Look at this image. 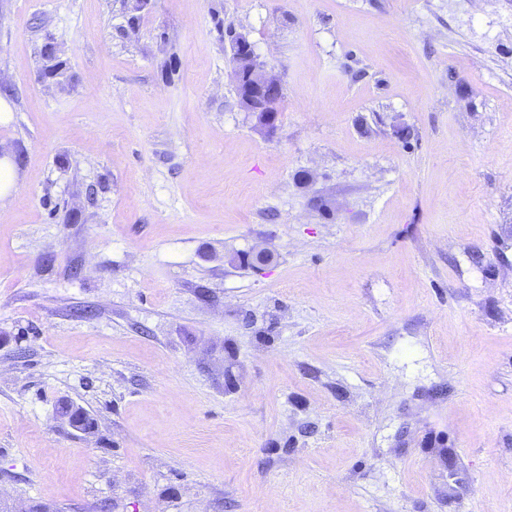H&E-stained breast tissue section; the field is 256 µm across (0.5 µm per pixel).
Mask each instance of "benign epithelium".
<instances>
[{
    "label": "benign epithelium",
    "instance_id": "7a95c632",
    "mask_svg": "<svg viewBox=\"0 0 512 512\" xmlns=\"http://www.w3.org/2000/svg\"><path fill=\"white\" fill-rule=\"evenodd\" d=\"M235 88L240 107L258 120L259 124L271 131L275 127V105L282 93L279 78L267 70L259 61L253 44L244 35L228 29ZM71 426L91 433L96 426L95 420L85 412L66 416Z\"/></svg>",
    "mask_w": 512,
    "mask_h": 512
}]
</instances>
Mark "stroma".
I'll return each instance as SVG.
<instances>
[{
    "mask_svg": "<svg viewBox=\"0 0 512 512\" xmlns=\"http://www.w3.org/2000/svg\"><path fill=\"white\" fill-rule=\"evenodd\" d=\"M0 101L5 512H512V0H0ZM232 52L235 88L240 107L251 112L259 124L271 131L275 127V105L282 93L279 78L259 61L249 39L227 29Z\"/></svg>",
    "mask_w": 512,
    "mask_h": 512,
    "instance_id": "obj_1",
    "label": "stroma"
}]
</instances>
